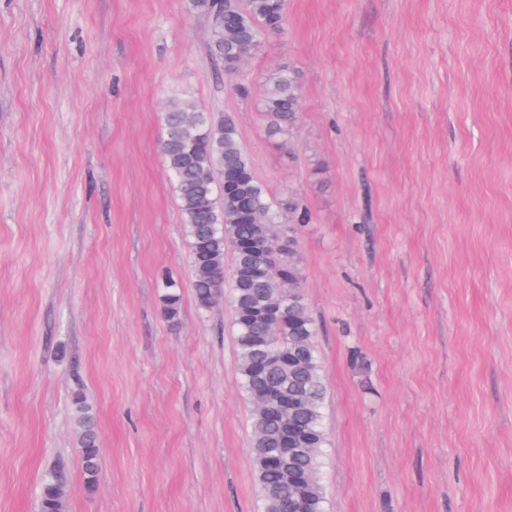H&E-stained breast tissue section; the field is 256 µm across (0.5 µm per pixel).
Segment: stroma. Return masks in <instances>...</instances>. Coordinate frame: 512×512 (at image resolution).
<instances>
[{"instance_id":"35a3bbf8","label":"stroma","mask_w":512,"mask_h":512,"mask_svg":"<svg viewBox=\"0 0 512 512\" xmlns=\"http://www.w3.org/2000/svg\"><path fill=\"white\" fill-rule=\"evenodd\" d=\"M286 13L241 95L189 0H0V512H34L55 466L68 512H262L233 310L197 305L161 151L174 99L232 113L271 200L309 213L327 512H512V0ZM299 106L298 76L291 69L271 71L266 77L262 112L272 137L285 138L297 118ZM165 292L161 296L162 310L164 316L173 321L177 318L180 309L181 296L178 291V284L172 278H165L164 280ZM76 421L80 429L79 456L86 485L94 487L100 467V451L97 445V431L91 407L77 396L74 400Z\"/></svg>"}]
</instances>
